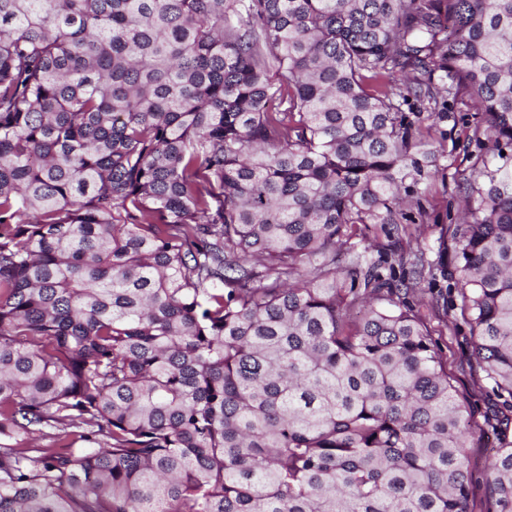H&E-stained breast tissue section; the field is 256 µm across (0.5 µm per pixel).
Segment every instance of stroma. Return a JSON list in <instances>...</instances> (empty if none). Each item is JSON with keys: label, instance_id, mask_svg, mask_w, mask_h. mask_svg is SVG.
Segmentation results:
<instances>
[{"label": "stroma", "instance_id": "1", "mask_svg": "<svg viewBox=\"0 0 512 512\" xmlns=\"http://www.w3.org/2000/svg\"><path fill=\"white\" fill-rule=\"evenodd\" d=\"M424 189L427 214L423 221L411 225V242L405 249L407 264L396 273L408 276L407 299L431 331L455 380L458 397L471 413L474 435L469 442V460L475 512H490L492 505L483 477L496 455L495 427L499 420L512 418V403L500 399L478 369L469 330L452 306L453 293L445 279L427 271L419 277L410 273L408 264L415 254L421 252L426 259H435L441 240L451 239L453 231L464 226L461 214L465 198L456 193L451 179L440 175L430 178Z\"/></svg>", "mask_w": 512, "mask_h": 512}]
</instances>
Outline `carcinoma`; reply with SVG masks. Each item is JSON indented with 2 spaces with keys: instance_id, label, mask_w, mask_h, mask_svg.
<instances>
[{
  "instance_id": "carcinoma-1",
  "label": "carcinoma",
  "mask_w": 512,
  "mask_h": 512,
  "mask_svg": "<svg viewBox=\"0 0 512 512\" xmlns=\"http://www.w3.org/2000/svg\"><path fill=\"white\" fill-rule=\"evenodd\" d=\"M472 146L440 273L510 401L512 0H0V512H474L394 267Z\"/></svg>"
}]
</instances>
